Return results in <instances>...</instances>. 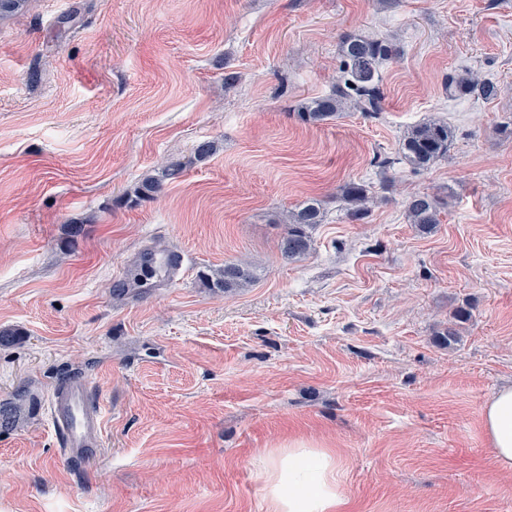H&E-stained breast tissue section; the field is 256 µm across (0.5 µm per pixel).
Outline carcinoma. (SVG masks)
I'll list each match as a JSON object with an SVG mask.
<instances>
[{
	"mask_svg": "<svg viewBox=\"0 0 512 512\" xmlns=\"http://www.w3.org/2000/svg\"><path fill=\"white\" fill-rule=\"evenodd\" d=\"M29 0H0V22L23 12ZM398 49L386 36L367 37L345 34L339 43L341 83L336 90L323 97H315L298 104L301 120L317 124L337 117L343 112L360 110L377 112L381 109L380 65L397 56ZM445 86L453 95L479 94L485 98L496 95L497 89L470 73L449 75ZM453 141L448 124L429 120L409 127L403 136L401 159L415 169H426L448 154ZM183 172L179 163H170L162 169L161 177L144 178L136 190L139 198H151L160 193L163 182L176 180ZM343 201L351 220H360L370 210L374 195L364 184L348 183L343 189ZM440 199L429 193H415L405 202L409 223L422 233H430L440 223ZM325 218L322 203L311 199L286 212L283 229L278 240L282 257L292 260L306 255L311 250L309 229L323 223ZM203 278L212 290L230 293L248 287L255 279L254 270L242 263L226 264L211 269Z\"/></svg>",
	"mask_w": 512,
	"mask_h": 512,
	"instance_id": "obj_1",
	"label": "carcinoma"
}]
</instances>
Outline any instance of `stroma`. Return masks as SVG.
Here are the masks:
<instances>
[{"label": "stroma", "mask_w": 512, "mask_h": 512, "mask_svg": "<svg viewBox=\"0 0 512 512\" xmlns=\"http://www.w3.org/2000/svg\"><path fill=\"white\" fill-rule=\"evenodd\" d=\"M347 33L400 49L381 109L305 124ZM451 72L498 92L452 96ZM429 119L454 141L415 170L400 140ZM510 123L512 0H30L0 22V512H268L260 471L298 442L335 454L344 512H512L482 421L512 388ZM350 182L375 196L360 221ZM309 199L325 219L284 259L278 219ZM230 262L254 283L200 280ZM72 381L104 415L79 463L48 420ZM183 172V167L180 163H170L162 169L161 177H146L144 178L136 190L138 198H151L160 193L165 180H176ZM440 199L429 193H415L405 202L406 216L409 224L422 233H431L440 224Z\"/></svg>", "instance_id": "1"}]
</instances>
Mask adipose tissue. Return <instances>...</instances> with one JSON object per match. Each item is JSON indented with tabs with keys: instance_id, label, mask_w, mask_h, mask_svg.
Returning a JSON list of instances; mask_svg holds the SVG:
<instances>
[{
	"instance_id": "1",
	"label": "adipose tissue",
	"mask_w": 512,
	"mask_h": 512,
	"mask_svg": "<svg viewBox=\"0 0 512 512\" xmlns=\"http://www.w3.org/2000/svg\"><path fill=\"white\" fill-rule=\"evenodd\" d=\"M494 464L512 470V388L499 391L483 410ZM269 512H341L345 496L334 454L300 445L273 454L264 476Z\"/></svg>"
}]
</instances>
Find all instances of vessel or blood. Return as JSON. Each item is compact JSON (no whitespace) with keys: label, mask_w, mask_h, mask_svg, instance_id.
Wrapping results in <instances>:
<instances>
[{"label":"vessel or blood","mask_w":512,"mask_h":512,"mask_svg":"<svg viewBox=\"0 0 512 512\" xmlns=\"http://www.w3.org/2000/svg\"><path fill=\"white\" fill-rule=\"evenodd\" d=\"M49 417L66 454L96 447L103 416L86 383L73 382L56 393L49 404Z\"/></svg>","instance_id":"vessel-or-blood-1"}]
</instances>
